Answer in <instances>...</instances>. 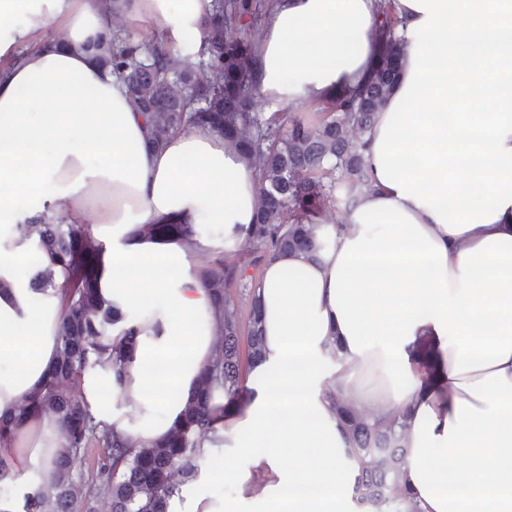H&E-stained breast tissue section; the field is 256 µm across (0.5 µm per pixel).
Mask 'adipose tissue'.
I'll list each match as a JSON object with an SVG mask.
<instances>
[{
	"instance_id": "adipose-tissue-1",
	"label": "adipose tissue",
	"mask_w": 512,
	"mask_h": 512,
	"mask_svg": "<svg viewBox=\"0 0 512 512\" xmlns=\"http://www.w3.org/2000/svg\"><path fill=\"white\" fill-rule=\"evenodd\" d=\"M209 2L0 0V415L34 396L57 360L66 272L21 233L35 220H92L99 292L135 319L122 380L108 365L82 379L96 419L149 444L194 393L219 328L200 259L247 240L258 175L202 127L152 148L122 81L93 55L119 15L181 44ZM393 5L406 62L366 135L373 187L345 226L316 228L318 258L265 264L264 359L197 454L199 481L237 496L219 503L181 484L169 512H357L340 401L395 420L399 482L417 512H512V0ZM377 10V0H276L258 43L259 94L296 107L363 82ZM140 224H220L224 241L134 236ZM37 262L55 285L36 300ZM426 338L429 363L418 355ZM63 444L57 418L42 414L0 447L15 488L0 512H25Z\"/></svg>"
}]
</instances>
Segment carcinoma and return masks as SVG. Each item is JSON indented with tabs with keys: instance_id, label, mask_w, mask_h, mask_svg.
Here are the masks:
<instances>
[{
	"instance_id": "carcinoma-1",
	"label": "carcinoma",
	"mask_w": 512,
	"mask_h": 512,
	"mask_svg": "<svg viewBox=\"0 0 512 512\" xmlns=\"http://www.w3.org/2000/svg\"><path fill=\"white\" fill-rule=\"evenodd\" d=\"M270 4L272 0H211L201 45L193 53L158 36L136 42L115 35L97 47L98 62L119 76L133 107L143 114L154 148H163L173 132L203 126L255 164L259 196L248 237L254 266L294 250L317 258L325 243L316 237V227L327 223L331 208L349 209L358 192L370 187L364 135L400 76L406 50L397 35L393 0H379V55L371 79L318 103L316 110L323 115L318 124L266 117L253 111L256 43L245 30ZM20 230L37 232L39 246L67 270L62 285L67 313L59 327L58 359L33 398L16 413L0 415V446L13 442L26 417L46 412L58 419L65 435V445L50 463L47 491L26 512H94L93 502L102 491L110 495L111 512H168L177 477L194 474L198 436L214 430L213 422L233 411L245 393L241 335H247L250 365L263 361L257 296L249 293L243 321L229 293L243 281L244 266L222 256L205 261L200 283L210 292L221 320L214 353L169 434L136 449L130 439L95 420L81 395L88 369L107 360L121 377L135 345L131 328L112 338V328L123 316L98 291L97 241L75 224H23ZM137 233H180L190 244L196 236L192 224H145ZM222 396L225 403L215 404ZM336 416L359 464L357 504L368 512H409L406 495L399 491L405 452L394 424L373 422L340 400ZM100 450L94 478L84 479L82 463Z\"/></svg>"
}]
</instances>
